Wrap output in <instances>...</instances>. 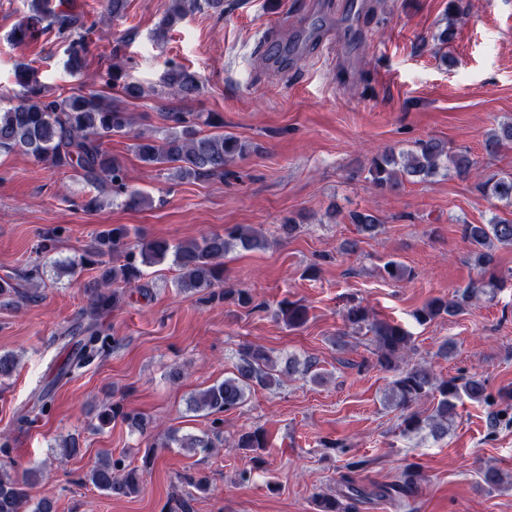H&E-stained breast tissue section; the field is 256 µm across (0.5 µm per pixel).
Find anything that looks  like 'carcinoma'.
Returning <instances> with one entry per match:
<instances>
[{
    "mask_svg": "<svg viewBox=\"0 0 512 512\" xmlns=\"http://www.w3.org/2000/svg\"><path fill=\"white\" fill-rule=\"evenodd\" d=\"M206 6L218 16L224 15V0H163L161 17L154 31L162 41L178 24L195 11ZM82 16L75 11L69 0H29V13L12 31L19 43L34 41L46 29L56 30L57 35L68 42L66 67L74 75L80 73L86 44L81 31ZM17 82L22 88L16 104L0 109V154L16 151L45 162L57 170L70 171L94 190L83 200L87 211H98L118 198L130 209H139L150 202L149 197L128 189L122 161L105 148V139L112 135L126 134L134 123L124 100L139 99L144 95L142 86L122 81V69L112 70V86L119 89L121 98H106L99 94H77L68 98L48 97L36 78L34 69L22 65L17 71ZM168 94L188 99L200 93L203 83L193 72L180 66L170 67L162 77ZM164 136L155 138L139 134L133 149L139 160L148 166H164L176 180H198L224 175V168L251 152V144L231 134L204 133L202 127L222 124L216 115L208 113L166 112ZM508 143H512V122L504 123L487 135L484 151L494 156ZM475 162L465 151L450 152L448 144L437 138L421 139L407 151H385L373 157L368 168L369 180L381 192H389L404 182H430L438 176L467 178ZM483 194L512 206V174L493 175L481 184ZM359 232L372 237L380 224L369 212H358L351 217ZM132 229L126 224H112L98 231L90 247L69 264L75 274L87 266L102 269L97 280L86 285L91 298L87 319L79 322L75 330L82 339L75 342L68 360L58 368L54 380L40 393V411L50 408L53 387L97 358L112 351V337L99 323L103 310L118 307L123 300L119 285L145 289L142 283L143 268L170 259L178 268V288L184 291L209 290L208 300L230 302L239 307L262 310L254 303L253 296L242 288H236L224 279V256L235 248L243 250L263 249L267 245L264 235L250 227H232L222 234L204 236L199 240L171 243L166 239L139 237L137 245L129 246ZM462 234L469 242L471 257L476 266L485 272L494 262L493 250L512 246V220L493 215L485 224H464ZM507 279L496 275L488 280H478L465 288L457 300L434 297L414 312L420 324L443 316H456L464 312L465 303L481 295L494 293L504 287ZM33 297L19 290L8 280L0 281V305L14 306ZM276 316L292 329L300 328L308 321V307L298 301L280 302ZM345 324L354 330L366 329L371 334L376 364L395 372L389 384L387 399L406 414L402 415L401 427L405 433L428 430L434 437L448 434L456 416L458 402L466 398L473 402H486L490 398L485 381L466 377L439 378L430 370L411 364L414 352L412 334L401 325L374 315L360 303L349 306L343 313ZM297 371V362L287 359L284 364L271 359L268 352L255 345L243 347L239 354L236 371L232 376L215 383L192 396L193 409L205 410L211 415L237 410L247 401L251 389L259 386L277 387L283 377ZM433 401V412L423 418L409 411L421 399ZM503 408L487 416L490 433L502 424L512 423V389L501 394ZM141 433L149 422L141 413L128 410L120 402L105 406L98 414L101 429L116 420ZM214 424L206 436H179L171 432L163 447L176 446L195 453H208L222 441L223 432ZM235 447L257 451L266 447V436L259 430L243 431ZM61 458L79 453V437L71 434L54 448ZM152 456L145 457L143 468H129L121 460L100 459L86 474L85 480L107 496H132L140 491L144 469ZM39 475L34 470L10 473L0 469V512H54V502L48 497L37 499L33 495ZM483 483L490 489L509 483L501 470L487 467L482 473ZM420 473L418 465L404 467L400 477L383 489V496L409 499L418 491ZM182 483L196 491L209 489V476L186 473ZM345 490L336 494H318L314 497L315 512H353L355 503L364 491L349 475L342 476Z\"/></svg>",
    "mask_w": 512,
    "mask_h": 512,
    "instance_id": "obj_1",
    "label": "carcinoma"
}]
</instances>
